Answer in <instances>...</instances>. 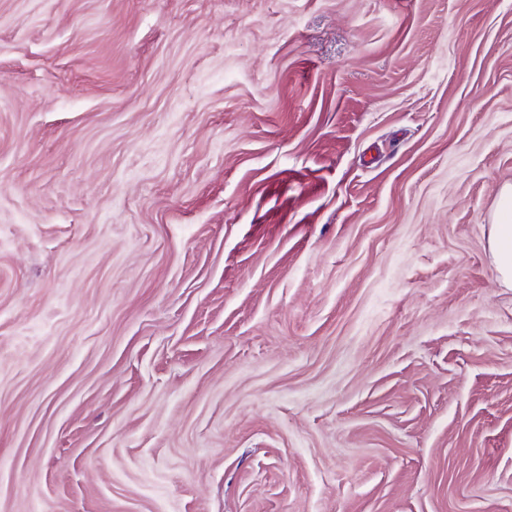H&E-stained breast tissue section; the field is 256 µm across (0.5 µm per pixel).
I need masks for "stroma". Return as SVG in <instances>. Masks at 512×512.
<instances>
[{
	"instance_id": "35a3bbf8",
	"label": "stroma",
	"mask_w": 512,
	"mask_h": 512,
	"mask_svg": "<svg viewBox=\"0 0 512 512\" xmlns=\"http://www.w3.org/2000/svg\"><path fill=\"white\" fill-rule=\"evenodd\" d=\"M512 0H0V512H512ZM488 248L499 280L512 286V185L499 192L493 224L488 233Z\"/></svg>"
}]
</instances>
